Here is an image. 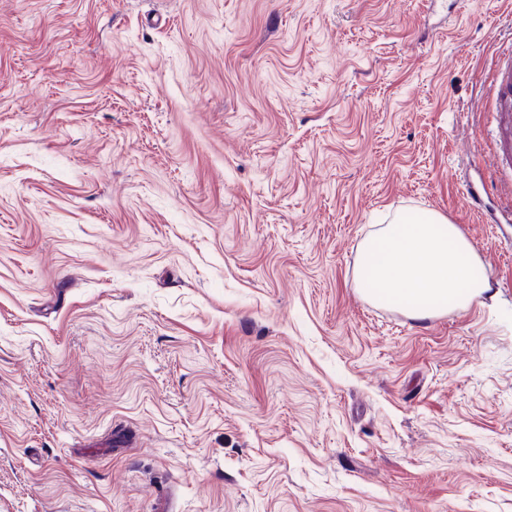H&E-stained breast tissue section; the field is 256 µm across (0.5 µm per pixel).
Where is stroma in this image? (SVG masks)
I'll use <instances>...</instances> for the list:
<instances>
[{
	"instance_id": "obj_1",
	"label": "stroma",
	"mask_w": 512,
	"mask_h": 512,
	"mask_svg": "<svg viewBox=\"0 0 512 512\" xmlns=\"http://www.w3.org/2000/svg\"><path fill=\"white\" fill-rule=\"evenodd\" d=\"M512 0H0V512H512V223L462 205ZM467 310L368 303L397 213Z\"/></svg>"
}]
</instances>
